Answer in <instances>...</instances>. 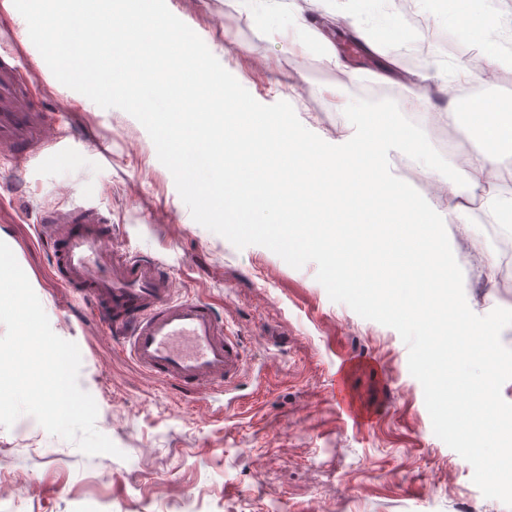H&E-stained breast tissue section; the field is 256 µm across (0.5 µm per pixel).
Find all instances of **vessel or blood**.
I'll use <instances>...</instances> for the list:
<instances>
[{
    "instance_id": "b4317fda",
    "label": "vessel or blood",
    "mask_w": 512,
    "mask_h": 512,
    "mask_svg": "<svg viewBox=\"0 0 512 512\" xmlns=\"http://www.w3.org/2000/svg\"><path fill=\"white\" fill-rule=\"evenodd\" d=\"M67 137L57 115H47L41 155L20 159L48 165L68 155ZM48 241L60 284L94 303L109 333L122 337L144 371L192 400L238 378V338L225 332L209 302L175 298L165 263L150 250L114 246L111 224L81 206L63 229H51Z\"/></svg>"
}]
</instances>
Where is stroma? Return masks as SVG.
Listing matches in <instances>:
<instances>
[{
    "instance_id": "35a3bbf8",
    "label": "stroma",
    "mask_w": 512,
    "mask_h": 512,
    "mask_svg": "<svg viewBox=\"0 0 512 512\" xmlns=\"http://www.w3.org/2000/svg\"><path fill=\"white\" fill-rule=\"evenodd\" d=\"M170 4L216 51L242 42L223 66L256 101L300 98V122L335 143L326 88L344 75L329 61L266 38L234 0ZM38 55L22 41L0 62V113L21 118L17 141H0V241L17 248L39 300L59 306L51 328L78 345L80 386L120 453L84 454L38 424L0 426V479L27 477L16 512H264L273 501L280 512H508L434 434L396 330L331 301L315 263L293 268L194 221L145 128L63 84L27 83ZM49 113L70 131L72 157L37 175L14 166L12 151L37 149ZM83 196L111 219L117 245L150 244L177 295L210 302L240 337L244 377L233 398L190 403L141 371L79 293L58 287L37 227L67 218ZM465 295L481 316L512 309V277L473 275Z\"/></svg>"
}]
</instances>
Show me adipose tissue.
<instances>
[{"instance_id":"1","label":"adipose tissue","mask_w":512,"mask_h":512,"mask_svg":"<svg viewBox=\"0 0 512 512\" xmlns=\"http://www.w3.org/2000/svg\"><path fill=\"white\" fill-rule=\"evenodd\" d=\"M240 5L247 18L264 22L267 37L275 39L293 33L311 49L322 52L337 70L345 72V81L334 92L343 135L336 141L335 153L323 157L325 165L336 172L337 190L375 173L382 181L393 180L397 158L424 150L418 116H430L438 107H445L456 126L470 141L478 143L468 182L452 178L441 183V192L433 201L417 197L411 190L393 197L395 208L408 203L427 218L425 224L419 225L417 238L400 239L397 263L416 256L417 242H437L446 225L463 229L494 224L502 234H512V184L502 177L503 171L512 172V115L501 114L499 122L494 123L488 113L457 109L459 91H466L472 100L480 101L489 82L487 72L475 73L467 57L474 39L466 29L453 30L452 39L463 53L450 61L414 53L413 26L397 28L391 61L406 70L411 79L388 93L382 79L348 68L334 43L320 31L317 20L298 9L296 0H240ZM321 9L324 15L343 21L351 35L367 41L372 37L376 18L397 17L401 3L400 0H321ZM477 189L482 191L485 204L474 208L468 201Z\"/></svg>"}]
</instances>
